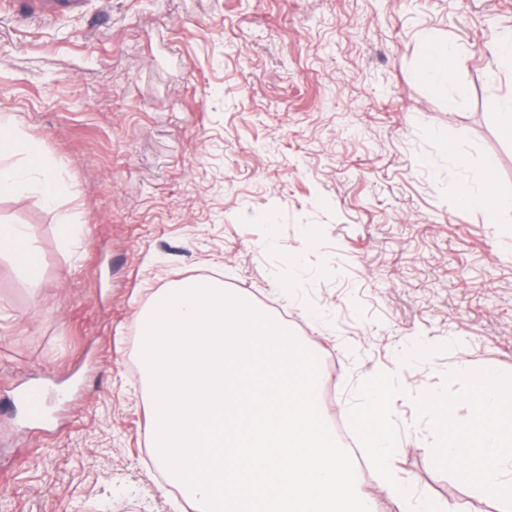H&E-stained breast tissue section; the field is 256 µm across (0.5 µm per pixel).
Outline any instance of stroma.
<instances>
[{
	"instance_id": "obj_1",
	"label": "stroma",
	"mask_w": 512,
	"mask_h": 512,
	"mask_svg": "<svg viewBox=\"0 0 512 512\" xmlns=\"http://www.w3.org/2000/svg\"><path fill=\"white\" fill-rule=\"evenodd\" d=\"M510 30L512 0H80L47 22L0 6V115L72 188L55 208L35 184L0 194L43 275L0 263V512H179L147 442L137 316L203 276L274 315L295 281L289 322L343 363L322 414L351 421L357 390L397 376L401 474L449 512H498L434 461L420 389L464 420L456 365L512 372V218L449 190L491 157L512 195V67L488 47ZM428 35L459 48L444 90L418 75ZM31 388L41 424L6 405Z\"/></svg>"
}]
</instances>
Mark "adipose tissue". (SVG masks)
<instances>
[{
    "label": "adipose tissue",
    "instance_id": "obj_1",
    "mask_svg": "<svg viewBox=\"0 0 512 512\" xmlns=\"http://www.w3.org/2000/svg\"><path fill=\"white\" fill-rule=\"evenodd\" d=\"M456 49L448 43L428 42L420 68L421 76L436 84L453 76ZM0 149L18 156L21 166L0 167V193L20 192L31 178H38L46 205L67 195L68 187L41 162L35 145L9 122L0 121ZM494 165L486 163L483 184L461 183L453 188L460 203L498 216L512 210V197L493 184ZM36 250L21 224L0 225V260H8L31 283L39 275L32 259ZM460 373L469 383L467 420H458L452 402L427 392L423 402L434 423L436 463L456 481L471 487L479 496L494 500L501 512H512V375L499 371H475L460 363ZM396 388L390 380L377 381L357 395L362 419L370 420L365 438L373 469L380 478L379 491L392 500L398 512H444L439 502L417 493L413 485L397 477L393 456L396 440L392 409Z\"/></svg>",
    "mask_w": 512,
    "mask_h": 512
}]
</instances>
